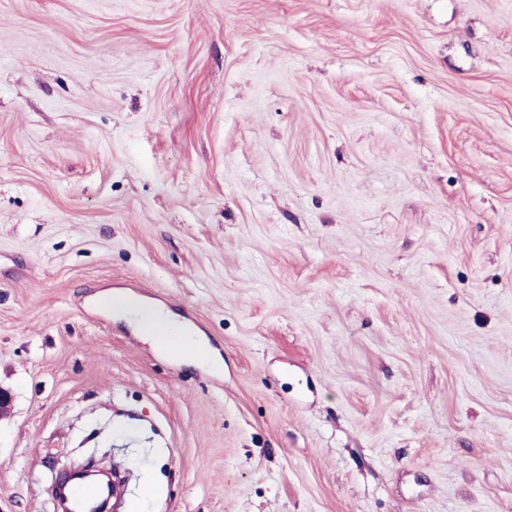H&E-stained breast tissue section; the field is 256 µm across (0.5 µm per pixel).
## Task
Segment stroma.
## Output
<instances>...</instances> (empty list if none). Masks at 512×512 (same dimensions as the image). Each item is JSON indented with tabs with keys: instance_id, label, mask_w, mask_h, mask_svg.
<instances>
[{
	"instance_id": "1",
	"label": "stroma",
	"mask_w": 512,
	"mask_h": 512,
	"mask_svg": "<svg viewBox=\"0 0 512 512\" xmlns=\"http://www.w3.org/2000/svg\"><path fill=\"white\" fill-rule=\"evenodd\" d=\"M1 43L0 512L81 445L145 512H512V0H0ZM134 304L136 307L133 309ZM113 306L121 308L117 316L126 320L147 340L172 356L196 360L205 349L196 335L187 329L177 316L168 311L122 293L111 295L108 302V310L111 313Z\"/></svg>"
}]
</instances>
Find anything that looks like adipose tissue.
<instances>
[{"label":"adipose tissue","mask_w":512,"mask_h":512,"mask_svg":"<svg viewBox=\"0 0 512 512\" xmlns=\"http://www.w3.org/2000/svg\"><path fill=\"white\" fill-rule=\"evenodd\" d=\"M109 303L119 307L121 318L170 355L194 360L203 352L201 341L170 312L121 293L110 297Z\"/></svg>","instance_id":"ef3b65f1"}]
</instances>
